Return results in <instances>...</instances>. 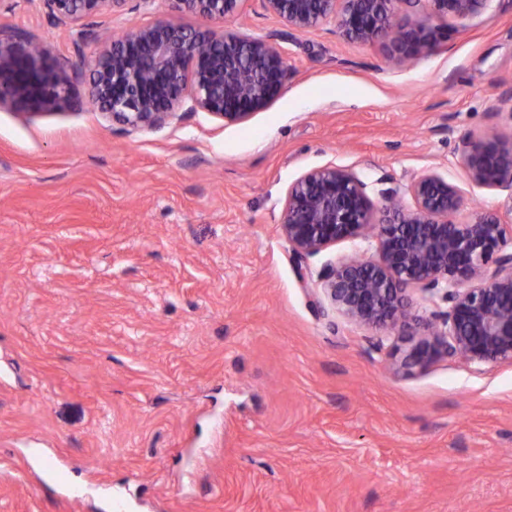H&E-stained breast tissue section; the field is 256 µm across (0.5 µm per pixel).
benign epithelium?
Masks as SVG:
<instances>
[{
  "label": "benign epithelium",
  "instance_id": "obj_1",
  "mask_svg": "<svg viewBox=\"0 0 512 512\" xmlns=\"http://www.w3.org/2000/svg\"><path fill=\"white\" fill-rule=\"evenodd\" d=\"M59 22L77 24L128 0H43ZM173 13L206 22L196 28L162 18L105 40L87 56L78 52L90 82L89 103L133 127L160 129L180 112H209L240 123L267 107L283 90L288 63L274 38L217 34L237 0H167ZM289 30L305 32L332 19L339 33L367 42L387 33L403 62L429 52L435 31L424 20H397V0H263ZM431 13L468 18L489 0H425ZM69 100V85L45 48L19 34L0 32V108L54 111ZM468 180L504 196L512 210V136L491 128L462 138L456 148ZM415 206L382 193L380 216L366 184L336 166L312 169L288 188L281 231L298 261L345 239L373 235L376 255L344 258L322 276L335 310L375 329H399L395 373L422 371L439 358L470 363L512 360V225L474 212L451 220L463 206L457 186L436 172L409 188ZM411 287L438 296L448 311L414 317Z\"/></svg>",
  "mask_w": 512,
  "mask_h": 512
}]
</instances>
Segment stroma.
Wrapping results in <instances>:
<instances>
[{
  "label": "stroma",
  "instance_id": "stroma-1",
  "mask_svg": "<svg viewBox=\"0 0 512 512\" xmlns=\"http://www.w3.org/2000/svg\"><path fill=\"white\" fill-rule=\"evenodd\" d=\"M169 14L129 0L79 26L0 0V30L42 44L70 93L0 109V512H512V360L392 374L393 331L322 290L374 238L300 264L280 226L289 186L329 165L376 209L386 189L413 207L434 171L456 221L512 222L456 152L512 133V0L429 17L439 43L402 64L238 0L217 31L277 36L289 66L266 109L135 130L89 105L78 54Z\"/></svg>",
  "mask_w": 512,
  "mask_h": 512
}]
</instances>
